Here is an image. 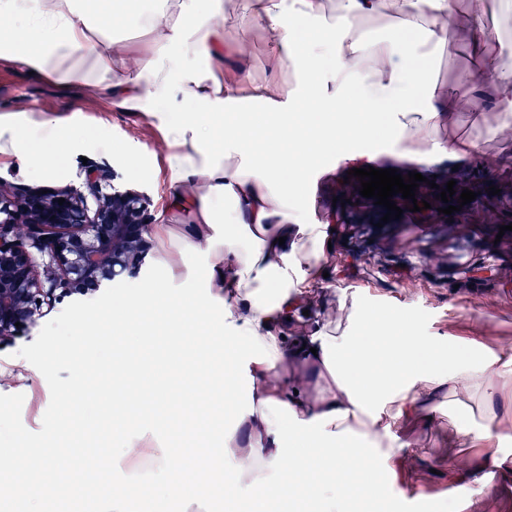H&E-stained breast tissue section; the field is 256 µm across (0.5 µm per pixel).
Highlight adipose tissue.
<instances>
[{
	"mask_svg": "<svg viewBox=\"0 0 512 512\" xmlns=\"http://www.w3.org/2000/svg\"><path fill=\"white\" fill-rule=\"evenodd\" d=\"M512 0H482L461 14L458 0H0V62L20 63L67 85L108 89L125 112L159 115L170 147L163 165L177 189L169 200L187 225L154 230L169 282L184 279L194 244L206 242L207 301L146 296L103 316L138 337L144 321L164 319L160 350L148 362L196 391L175 404L152 398L165 423L192 434L195 448L175 451L159 435H127L121 456H152L167 480L154 512L192 503L196 477L218 489L225 505L251 490L256 512H354L374 498L372 479L387 469L400 481L402 451L393 425L402 415L436 410L443 398L481 397L490 420L512 416V393L493 377L511 356H466L421 336L413 318L353 306L342 324H324L301 341L283 335L303 318L300 299L313 279L301 260L327 239L322 224H292L309 171L328 150L344 152L377 130L421 153L447 147L438 131L452 125L462 100L490 105L512 125V54L492 21ZM240 25L275 34L270 76L256 82L244 44L224 34V12ZM383 19L378 36L365 21ZM147 29L141 63L129 64L118 28ZM464 42L478 72L455 83L433 78L420 43ZM299 81L283 89L278 77ZM279 137L287 153L273 149ZM82 132L70 116L0 114V157L26 178L59 175ZM224 309L210 320L209 303ZM317 395H309V385ZM247 388V402L238 399ZM224 408L235 429L215 427Z\"/></svg>",
	"mask_w": 512,
	"mask_h": 512,
	"instance_id": "adipose-tissue-1",
	"label": "adipose tissue"
}]
</instances>
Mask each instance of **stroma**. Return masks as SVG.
Here are the masks:
<instances>
[{
	"label": "stroma",
	"mask_w": 512,
	"mask_h": 512,
	"mask_svg": "<svg viewBox=\"0 0 512 512\" xmlns=\"http://www.w3.org/2000/svg\"><path fill=\"white\" fill-rule=\"evenodd\" d=\"M225 28L249 43L253 78H266L273 33L258 26L242 29L231 20ZM3 112L77 114L84 143L68 158L65 185L81 187L88 167L105 165L116 187L145 194L151 224L185 223V216L166 211L172 186L161 166L169 146L157 117L119 111L108 91H91L79 83L51 84L13 63H0ZM438 137L446 143L470 138L476 146L463 156H415L379 132L370 141L371 165L415 171L440 185L467 178L468 189L477 193L481 206L497 213L498 223L443 214L435 223L422 224L410 211L381 226L359 223V213L374 202L360 196L334 205L357 163L329 154L321 161V172L309 176L301 202L302 222L329 225L332 244L311 271L317 292L307 330L344 320L350 304L358 300L384 314H410L421 335L443 345L512 354V127H501L496 112L467 100L454 124L441 129ZM492 185L497 188L493 195L487 192ZM44 325L37 320L24 333L0 340V394H23L22 422L33 432L42 426L50 390L43 375L17 352L34 342ZM144 384L166 389L173 403L189 390L155 372L132 378L128 390L135 400L127 426L134 433L160 428L154 405L138 396ZM464 415L473 428L483 426L475 401L464 406L449 402L435 413L399 420L394 430L405 450L404 481L392 485L387 472H379L375 479L380 496L359 503L356 512H449L455 502L464 504V512H512V472L487 470L463 480L453 476L459 456L477 457L487 450L484 442L459 435Z\"/></svg>",
	"instance_id": "stroma-1"
}]
</instances>
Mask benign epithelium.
<instances>
[{"label": "benign epithelium", "mask_w": 512, "mask_h": 512, "mask_svg": "<svg viewBox=\"0 0 512 512\" xmlns=\"http://www.w3.org/2000/svg\"><path fill=\"white\" fill-rule=\"evenodd\" d=\"M111 181L112 170L101 166L87 171L83 190L0 179V201L13 203L0 215V339L17 335L59 300L139 275L150 251L145 209L136 195L103 191ZM438 194L428 185L416 191L418 206L431 205L420 211L425 223L446 207Z\"/></svg>", "instance_id": "benign-epithelium-1"}]
</instances>
